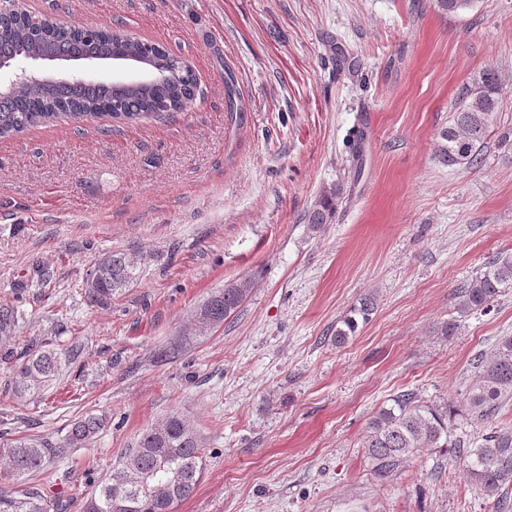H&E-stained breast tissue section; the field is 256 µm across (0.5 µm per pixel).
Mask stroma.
<instances>
[{"instance_id": "1", "label": "stroma", "mask_w": 512, "mask_h": 512, "mask_svg": "<svg viewBox=\"0 0 512 512\" xmlns=\"http://www.w3.org/2000/svg\"><path fill=\"white\" fill-rule=\"evenodd\" d=\"M19 4L122 25L200 82L194 105L162 120L59 121L0 140V305L18 312L0 356V442L58 446L75 419L109 418L40 474L57 512H83L114 460L173 411L208 454L176 512H493L454 455L422 452L381 481L364 441L398 392L465 404L474 358L512 335V288L486 313L456 306L463 284L512 253V0L459 16L436 0ZM340 52L353 72H337ZM489 68L500 110L481 160L443 166L440 133ZM339 184L341 205L312 230L308 212ZM113 251L139 255L141 277L89 302L86 273ZM246 279L238 313L182 344L209 295ZM369 292L376 310L336 347L337 321ZM53 342L83 354L17 398L20 356Z\"/></svg>"}]
</instances>
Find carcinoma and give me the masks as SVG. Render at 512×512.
<instances>
[{
  "label": "carcinoma",
  "instance_id": "carcinoma-1",
  "mask_svg": "<svg viewBox=\"0 0 512 512\" xmlns=\"http://www.w3.org/2000/svg\"><path fill=\"white\" fill-rule=\"evenodd\" d=\"M439 9L461 15L477 0H437ZM0 46L9 57H51L78 61L90 57L127 60L149 72L141 82L88 80L71 86L51 78L22 84L11 90L10 105L0 108V138L23 135L33 128L69 120L91 123L107 119L124 124L142 118H162L184 111L200 92L198 78L185 60L165 47L142 40L126 31L93 26L75 27L34 17L13 0H0ZM224 94L229 117L236 112L238 89L230 69L224 70ZM499 75L488 68L455 103L448 128L441 132L439 162L450 168L468 169L480 160L486 137L499 112ZM344 188L324 195L306 216L313 229L327 223L337 210ZM140 262L127 252H112L98 267L97 286L85 288L88 300L104 303L112 294L137 281ZM250 281L230 282L212 294L197 310L185 339L207 336L224 324L245 301ZM512 288V254H500L458 293L461 314L493 304L502 289ZM375 297L367 294L350 309L336 327L334 341L341 346L370 319ZM17 319L13 308H0V342L11 338ZM81 347L54 344L19 363L13 392L19 398L33 396L75 363ZM505 398L512 399V335L499 339L489 356L475 359V376L467 390L465 408L446 400L427 401L413 391L388 399L369 423L365 452L376 477L388 478L418 452L455 449L470 481L496 496L494 512H512V426H495L488 433L456 446L454 425L465 413L488 421L496 416ZM104 426L103 419L88 416L75 422L65 444L18 440L0 443V482L21 483L14 490L0 489V512H51L47 492L32 478L55 459L80 448ZM207 453L200 435L179 414L156 421L137 438L135 447L122 453L111 473L88 493L84 512H175L180 502L197 488L206 469Z\"/></svg>",
  "mask_w": 512,
  "mask_h": 512
}]
</instances>
